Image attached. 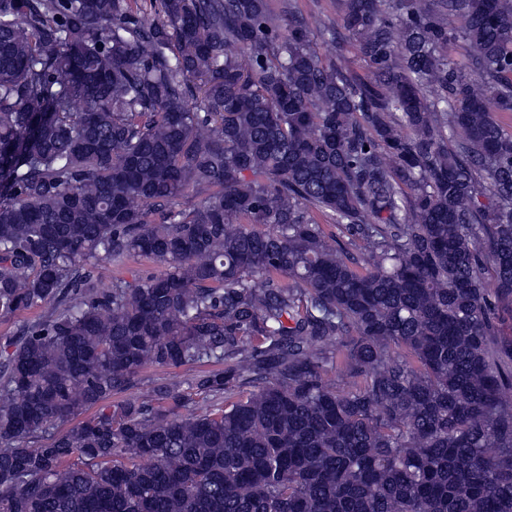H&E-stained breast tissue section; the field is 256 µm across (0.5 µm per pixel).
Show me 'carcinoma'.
Instances as JSON below:
<instances>
[{"label": "carcinoma", "mask_w": 512, "mask_h": 512, "mask_svg": "<svg viewBox=\"0 0 512 512\" xmlns=\"http://www.w3.org/2000/svg\"><path fill=\"white\" fill-rule=\"evenodd\" d=\"M138 2L0 0V512H512V0ZM297 12L306 20L315 33V48L319 55L328 59L342 52L351 61L353 72L359 76L365 74L364 63L358 58L357 51L352 40L342 35V39L333 43L328 41L327 36L322 37L317 34L318 23L336 28L343 33L341 29L340 13L336 0H294ZM152 272H156V269L151 263L144 260L130 259L120 266L112 264L109 277L104 281V285L108 286L110 284L112 276H119L127 282L135 283ZM195 369L180 368H150L143 372L141 382L138 389L130 391L122 395V397L135 396L153 386L154 383L160 381H179L182 385L187 386L195 376Z\"/></svg>", "instance_id": "1"}]
</instances>
